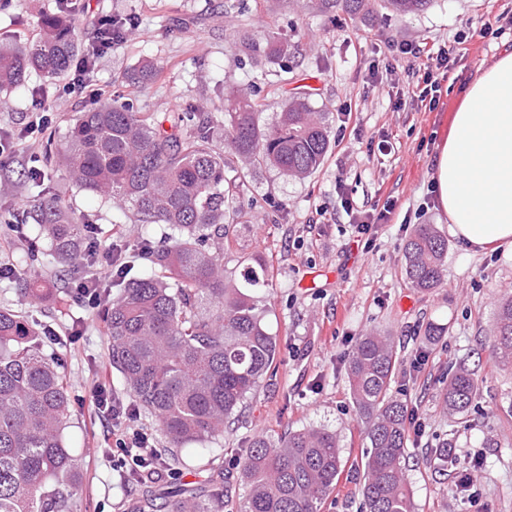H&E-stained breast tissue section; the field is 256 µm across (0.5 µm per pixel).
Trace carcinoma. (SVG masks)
Returning a JSON list of instances; mask_svg holds the SVG:
<instances>
[{"label": "carcinoma", "instance_id": "cac0c4a2", "mask_svg": "<svg viewBox=\"0 0 512 512\" xmlns=\"http://www.w3.org/2000/svg\"><path fill=\"white\" fill-rule=\"evenodd\" d=\"M429 3L334 0L354 21L418 14ZM71 13L64 5L43 16L31 43L0 44V91L24 84L33 72L55 79L70 70L78 48ZM245 49L252 59L274 63L288 43L271 31ZM228 116L223 122L193 110L139 112L116 95L79 116L56 154L76 186L131 209L140 224L174 231L161 244L141 239L131 256L116 254V297L98 289L112 367L171 448L224 437V426L276 368L279 343L253 294L268 286L266 263L244 267L239 281L224 269V225L243 215L237 190L261 166L304 179L331 148L326 106L314 105L303 89L271 122L260 98L236 90ZM227 152L243 163L232 178ZM29 178L39 188L33 241L45 244L50 260L69 264L85 253L90 227L44 186L42 169L29 170ZM447 254V240L432 225H418L404 246L410 285L442 286ZM492 332V357L512 358V294L497 304ZM397 363L390 337L374 331L356 339L347 359L350 398L366 440L358 464L366 512L415 510L403 464L413 414L392 392ZM477 391L475 374L457 370L443 388L448 411L465 414ZM70 417L67 379L42 350L36 329L18 311L0 307V512H72L84 475L65 443ZM239 467L246 488L240 512H321L342 473L340 437L324 425L258 435ZM222 493L215 481L165 509L213 512L211 502Z\"/></svg>", "mask_w": 512, "mask_h": 512}]
</instances>
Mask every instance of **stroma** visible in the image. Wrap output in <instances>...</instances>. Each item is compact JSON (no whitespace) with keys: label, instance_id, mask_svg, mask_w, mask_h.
Returning <instances> with one entry per match:
<instances>
[{"label":"stroma","instance_id":"obj_1","mask_svg":"<svg viewBox=\"0 0 512 512\" xmlns=\"http://www.w3.org/2000/svg\"><path fill=\"white\" fill-rule=\"evenodd\" d=\"M75 32L81 47L97 40L99 18L124 20L123 39L97 57L80 93L63 91V80L31 74L26 85L8 91L0 106V135L15 140L0 166V307L22 311L37 330L52 329L60 371L69 382L72 415L67 430L84 472L82 512H133L143 489L171 499L183 484L205 485L222 478L219 512H238L244 495L237 460L258 434L280 435L324 425L340 435L344 471L322 512H361L360 477L355 468L365 451L360 418L347 383L346 360L357 336L378 330L396 344L394 388L425 424L406 459L416 512H512V364L493 361L492 318L499 300L512 293V254H476L449 237L445 283L421 291L404 273V245L415 225L431 224L447 234L448 220L432 190L435 145L448 133L457 104L454 90L471 81L499 52L512 49V0H431L415 15H392L381 25L353 24L324 0H78ZM59 0H0V38H35L42 15L56 13ZM491 17L492 31L474 36L479 17ZM287 41L282 62L255 66L239 36L264 39L268 29ZM447 47L453 55L438 75L435 99L413 97L395 110L407 75L422 77L424 58L398 52L400 44ZM145 63L157 78L142 87L126 75ZM378 68L377 81L367 73ZM289 86H309L316 104L331 115L332 149L324 164L303 180L276 169L256 170L241 195L247 214L231 225L233 242L224 266L239 274L259 258L272 278L259 297L265 323L280 342L279 368L246 402L239 422L223 440L179 449V475L150 483L128 481L104 455L112 443V416L95 414L94 390L130 404L121 374L109 363V338L100 307L88 306L75 287L86 273L71 265H43L27 259L31 226L4 219L27 210L37 190L27 178L31 156L56 150L73 120L120 93L143 112H181L198 107L224 115V99L237 88H266L267 117L285 98L269 92L280 78ZM49 108L52 122L27 138L19 133L34 102ZM48 183L76 217L101 227L123 221L125 241H159L170 234L162 224H137L119 206L73 185L55 165L45 167ZM387 210L374 228V245L361 252L352 243L351 212ZM46 288L40 303L24 299L21 282ZM443 327L442 336L424 339V328ZM465 366L479 381L467 415L448 413L443 382ZM454 448L447 471L429 465L430 450Z\"/></svg>","mask_w":512,"mask_h":512}]
</instances>
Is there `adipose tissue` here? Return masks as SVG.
Returning a JSON list of instances; mask_svg holds the SVG:
<instances>
[{
    "label": "adipose tissue",
    "mask_w": 512,
    "mask_h": 512,
    "mask_svg": "<svg viewBox=\"0 0 512 512\" xmlns=\"http://www.w3.org/2000/svg\"><path fill=\"white\" fill-rule=\"evenodd\" d=\"M432 183L453 237L474 252H512V51L463 87Z\"/></svg>",
    "instance_id": "adipose-tissue-1"
}]
</instances>
